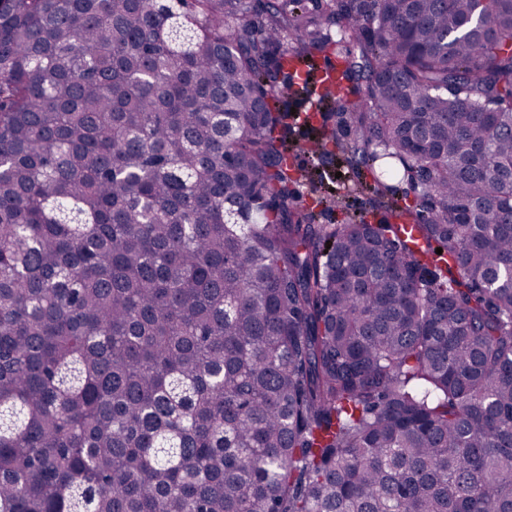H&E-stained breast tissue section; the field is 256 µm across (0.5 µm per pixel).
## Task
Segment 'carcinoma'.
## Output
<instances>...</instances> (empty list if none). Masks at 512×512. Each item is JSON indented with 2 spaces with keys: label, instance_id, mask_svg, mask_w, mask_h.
<instances>
[{
  "label": "carcinoma",
  "instance_id": "carcinoma-1",
  "mask_svg": "<svg viewBox=\"0 0 512 512\" xmlns=\"http://www.w3.org/2000/svg\"><path fill=\"white\" fill-rule=\"evenodd\" d=\"M511 276L512 0H0V512H512ZM336 172H341L342 177L335 178ZM320 174L327 187L334 188V192L346 198L349 213L359 214L364 211V197L353 190L356 177L351 172H347L344 167L335 165L331 168H320V173H316L315 177L318 178Z\"/></svg>",
  "mask_w": 512,
  "mask_h": 512
}]
</instances>
